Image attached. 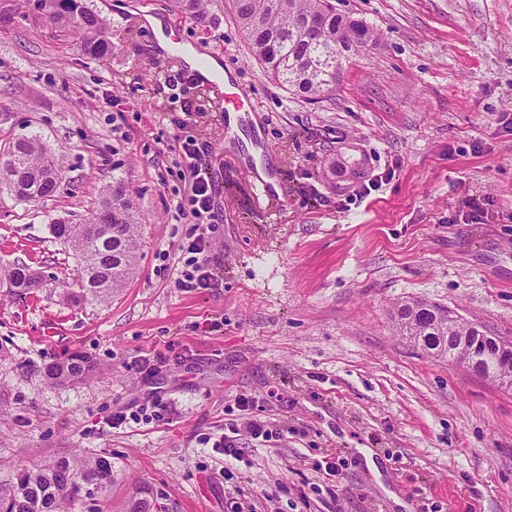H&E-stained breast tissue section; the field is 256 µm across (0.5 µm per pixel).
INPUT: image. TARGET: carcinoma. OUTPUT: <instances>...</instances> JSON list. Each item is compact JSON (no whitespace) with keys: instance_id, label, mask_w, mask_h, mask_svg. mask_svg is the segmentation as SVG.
Returning a JSON list of instances; mask_svg holds the SVG:
<instances>
[{"instance_id":"obj_1","label":"carcinoma","mask_w":512,"mask_h":512,"mask_svg":"<svg viewBox=\"0 0 512 512\" xmlns=\"http://www.w3.org/2000/svg\"><path fill=\"white\" fill-rule=\"evenodd\" d=\"M51 14L78 35L80 51L89 57L106 54L107 22L82 0H42ZM207 0H176L177 7L197 18ZM233 17L249 51L275 83L304 100L330 95L340 80L343 62L361 53L375 39L361 23L336 12L332 0H232ZM61 179L55 155L36 136L17 138L0 150V194L32 203L52 196ZM141 224L133 191L118 182L83 223L57 222L54 237L80 261V288L86 299L105 300L123 288L134 273ZM0 277L19 292L38 282L32 268L20 261L0 267ZM449 309L421 300L398 306L402 335L436 357L455 362L467 347L460 338L475 336L474 324ZM90 370L80 355L46 366L44 378L64 385ZM112 486V461L104 455L72 454L48 464L23 468L11 488L0 490V512H73L86 499Z\"/></svg>"}]
</instances>
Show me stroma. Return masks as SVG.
<instances>
[{"label": "stroma", "mask_w": 512, "mask_h": 512, "mask_svg": "<svg viewBox=\"0 0 512 512\" xmlns=\"http://www.w3.org/2000/svg\"><path fill=\"white\" fill-rule=\"evenodd\" d=\"M332 2L377 39L329 97L301 101L249 55L231 0L201 19L173 0H85L108 23L99 58L40 0H0V145L38 136L62 173L47 200L0 195V265L40 277L23 295L0 280V485L78 449L111 456L113 479L75 512L143 497L151 512H512V390L414 346L396 319L420 299L512 341V0ZM187 43L251 99L239 128L208 86L163 88ZM184 138L206 145L216 185L215 285L195 291L175 283ZM118 179L139 207L136 272L106 302H68L77 261L50 226ZM75 352L93 372L48 384L44 367ZM158 397L160 415L111 427ZM232 427L228 480L209 442Z\"/></svg>", "instance_id": "35a3bbf8"}]
</instances>
